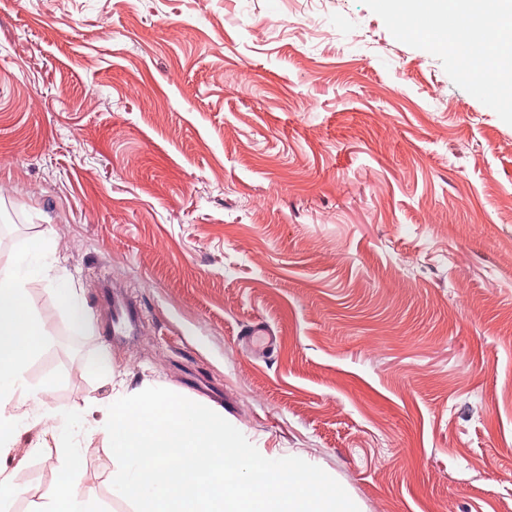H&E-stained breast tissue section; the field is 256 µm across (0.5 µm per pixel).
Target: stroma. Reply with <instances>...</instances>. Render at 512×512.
I'll return each mask as SVG.
<instances>
[{
	"mask_svg": "<svg viewBox=\"0 0 512 512\" xmlns=\"http://www.w3.org/2000/svg\"><path fill=\"white\" fill-rule=\"evenodd\" d=\"M37 243L53 413L116 381L190 397L194 372L359 512H512V111L385 0H0V268ZM107 281L130 343L102 334ZM42 438L0 462L33 475L10 512L58 475L55 447L24 455ZM109 473L86 448L82 493L133 512ZM56 294L65 306L67 315L75 329L85 330L88 328L87 318L84 314V304L80 295L70 288L69 283L62 281L57 284ZM104 301L112 305V331L111 336H135L141 323L140 309L136 302L117 289H107Z\"/></svg>",
	"mask_w": 512,
	"mask_h": 512,
	"instance_id": "1",
	"label": "stroma"
}]
</instances>
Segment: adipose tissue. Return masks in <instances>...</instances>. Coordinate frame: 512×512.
<instances>
[{
    "mask_svg": "<svg viewBox=\"0 0 512 512\" xmlns=\"http://www.w3.org/2000/svg\"><path fill=\"white\" fill-rule=\"evenodd\" d=\"M389 8L402 19L447 30L452 49L467 47L480 58L496 54L495 65L478 78L512 84V0H391ZM464 11L472 17L467 28L456 21ZM50 255L48 247L34 245L0 270V458L11 455L22 428L40 423L42 396L51 390L47 383L32 386L27 375L48 336L28 301V284L48 270Z\"/></svg>",
    "mask_w": 512,
    "mask_h": 512,
    "instance_id": "adipose-tissue-1",
    "label": "adipose tissue"
}]
</instances>
